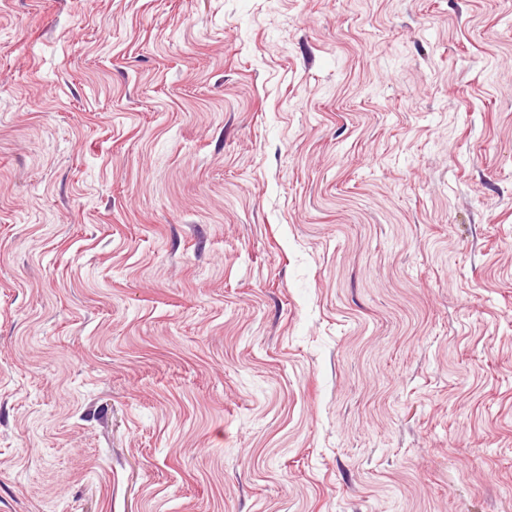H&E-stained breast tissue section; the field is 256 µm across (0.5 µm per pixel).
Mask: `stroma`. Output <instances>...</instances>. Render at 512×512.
<instances>
[{"mask_svg":"<svg viewBox=\"0 0 512 512\" xmlns=\"http://www.w3.org/2000/svg\"><path fill=\"white\" fill-rule=\"evenodd\" d=\"M0 512H512V0H0Z\"/></svg>","mask_w":512,"mask_h":512,"instance_id":"obj_1","label":"stroma"}]
</instances>
